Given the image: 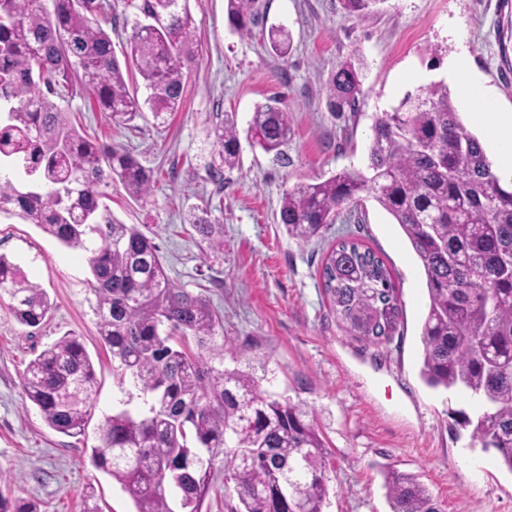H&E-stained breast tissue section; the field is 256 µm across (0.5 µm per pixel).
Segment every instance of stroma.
<instances>
[{"mask_svg":"<svg viewBox=\"0 0 512 512\" xmlns=\"http://www.w3.org/2000/svg\"><path fill=\"white\" fill-rule=\"evenodd\" d=\"M188 6L198 66L178 112L122 128L82 93L59 101L82 129L154 172L144 202L113 184L106 202L112 218L137 225L157 244L174 282L209 300L224 323L225 367L264 368V390L313 410L333 461L323 512H391L387 467L421 475L445 512H512V473L494 454L470 450L468 435L452 428L449 410L473 416L478 404L458 391L431 390L418 376L428 295L399 225L367 194L307 243L288 237L276 220L287 189L365 168L375 116L406 93L443 81L456 110L466 112L462 84L448 76L459 54L468 55L495 111L512 113V0H386L354 14L340 0H265L266 26L292 36L285 57L267 50L261 34L234 32L224 0ZM347 60L360 65L363 95L356 113L340 116L327 107V89ZM272 96L288 109L287 163L245 140L237 167H209L217 114H235L243 131L255 106ZM193 207L222 219L223 251L187 223ZM345 238L374 250L397 288L400 325L378 346L346 329L322 288V262ZM0 253L16 260L52 304L31 330L0 303V472L10 478L0 492L34 501L40 512H81L87 494L99 512H135L92 460L104 415L133 387L118 382L98 335L87 253L6 214ZM67 332L82 337L98 379L94 416L77 437L52 430L21 387L34 354Z\"/></svg>","mask_w":512,"mask_h":512,"instance_id":"1","label":"stroma"}]
</instances>
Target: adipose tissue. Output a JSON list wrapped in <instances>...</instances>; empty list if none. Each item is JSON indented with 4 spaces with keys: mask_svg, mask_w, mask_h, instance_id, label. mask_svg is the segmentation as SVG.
Here are the masks:
<instances>
[{
    "mask_svg": "<svg viewBox=\"0 0 512 512\" xmlns=\"http://www.w3.org/2000/svg\"><path fill=\"white\" fill-rule=\"evenodd\" d=\"M469 106V119L482 132L483 146L493 147L504 175L512 176V113L495 112L489 107V96L474 83L463 86Z\"/></svg>",
    "mask_w": 512,
    "mask_h": 512,
    "instance_id": "adipose-tissue-1",
    "label": "adipose tissue"
}]
</instances>
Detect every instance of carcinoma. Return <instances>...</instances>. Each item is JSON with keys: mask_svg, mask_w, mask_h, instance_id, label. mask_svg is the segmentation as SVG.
Here are the masks:
<instances>
[{"mask_svg": "<svg viewBox=\"0 0 512 512\" xmlns=\"http://www.w3.org/2000/svg\"><path fill=\"white\" fill-rule=\"evenodd\" d=\"M385 0H341L348 12L370 11ZM228 20L242 36L262 20L260 0H225ZM106 0H0V165L23 168L30 183L0 178V213L38 226L62 244L82 248L96 298L99 336L115 375L129 378L146 409H123L99 425L92 450L97 468L130 497L135 512H202L216 463L235 484L231 512H288L298 502L322 512L330 452L305 405L261 390L252 369L212 365L224 360V325L209 301L169 277L158 246L135 224L104 214V189L119 181L139 202L152 192L153 174L125 150L78 130L51 97L80 86L111 122L129 126L144 109L163 119L179 109L184 77L196 67L190 48L193 19L187 0H142L124 61L99 16ZM265 47L286 56L291 34L268 30ZM137 71L146 89L128 84ZM362 94L358 68L339 64L327 105L356 112ZM288 110L275 97L255 108L246 137L285 159ZM219 157L233 169L240 132L231 113L213 128ZM368 193L400 225L421 262L428 305L421 328L420 379L434 390H459L482 403L456 424L470 445L494 452L512 473V186L501 184L478 136L463 123L444 83L408 93L372 125L368 165L335 173L283 193L279 223L303 243L322 236L346 205ZM188 223L224 248L223 225L208 211ZM323 287L336 316L355 335L379 345L399 319L389 269L370 248L342 241L325 258ZM0 301L18 324L40 326L47 293L0 254ZM191 336L197 352L173 345ZM97 377L77 336L46 346L24 371L27 400L58 433H84ZM384 487L393 512H443L421 477L387 469ZM0 512H38L32 501L0 496Z\"/></svg>", "mask_w": 512, "mask_h": 512, "instance_id": "obj_1", "label": "carcinoma"}]
</instances>
